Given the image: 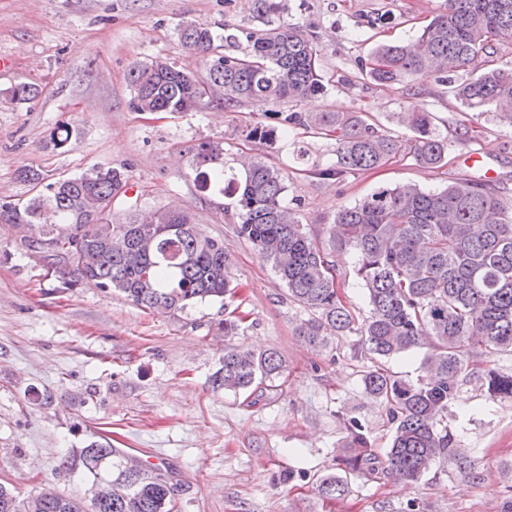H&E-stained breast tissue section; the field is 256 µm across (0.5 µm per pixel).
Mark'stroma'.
<instances>
[{"instance_id": "obj_1", "label": "stroma", "mask_w": 512, "mask_h": 512, "mask_svg": "<svg viewBox=\"0 0 512 512\" xmlns=\"http://www.w3.org/2000/svg\"><path fill=\"white\" fill-rule=\"evenodd\" d=\"M282 21L304 27L321 51L326 90L297 104L300 112H363L388 132L405 135L403 112H429L448 142L444 165L420 166L400 154L382 167L321 178L334 163L333 142L295 131L271 142L254 126L276 127L259 107L234 112H137L130 105L131 66L158 56L205 74L204 59L186 49L176 28L186 21L258 24L248 0H0V198L32 197L17 172L40 169L66 177L100 164L123 167L134 192L114 200L116 220L132 210H190L230 254L235 294L159 315L87 281L59 292L42 267L17 252V231L0 224V482L20 497L50 487L91 497L112 479L82 465L81 450L106 436L113 447L137 449L148 467L167 470L180 492L173 512H512V399L489 398L486 368L512 370V355L480 353L450 403L444 423L479 474L471 479L447 461L418 481L384 474L344 475L346 491L319 494L321 477L340 474L336 461L358 421L376 455L389 448L395 426L386 405L366 395L362 374L379 364L414 381L425 349L377 361L361 336L347 332L314 350L298 334L306 311L246 240L218 196L201 192L187 165L203 141L224 147L225 159L261 155L286 175L285 203L312 238L323 240L336 211L375 188L416 184L441 189L473 180L512 199V127L494 112H469L434 77L414 87L363 80L361 64L377 43L416 39L444 0H285ZM384 16L370 39L369 20ZM38 96L16 103L15 85ZM68 123L76 132L63 148L50 133ZM480 154L472 166L465 159ZM339 295L357 319L368 298L349 253L330 256ZM240 318L235 335L219 324ZM277 350L285 363L274 386L234 393L214 389L225 346ZM52 402H44V395ZM342 474V473H341Z\"/></svg>"}]
</instances>
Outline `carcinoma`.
<instances>
[{"label":"carcinoma","instance_id":"carcinoma-1","mask_svg":"<svg viewBox=\"0 0 512 512\" xmlns=\"http://www.w3.org/2000/svg\"><path fill=\"white\" fill-rule=\"evenodd\" d=\"M254 8L257 28L182 24L178 36L206 60V76L200 79L161 58L137 62L128 74L132 107L138 112L266 107L280 130L256 126L252 134L260 139L273 141L277 133L286 136L300 126L335 141L336 162L316 170L323 178L371 169L404 152L427 167L445 161L448 142L436 134L429 112L400 113L401 124L413 133L405 139L379 130L367 115L286 111L324 90L319 49L301 26L277 17L284 9L279 0H255ZM509 38L512 0H446L416 41L377 45L361 74L390 87L409 86L435 72L437 83L451 87L467 109L493 107L500 121L512 125V67L499 62L501 40ZM243 41L245 50L233 52ZM461 72L467 77L454 80ZM9 95L25 103L38 89L21 83ZM188 167L201 189L231 200L238 237L271 266L289 300L309 312L299 325L309 344L322 347L329 337L356 330L381 359L430 346L415 383L379 366L363 375L365 393L386 402L395 429L381 459L368 448L362 425L351 421L342 458L347 472L380 470L396 480L416 481L448 459L465 476H476L473 461L454 446L441 422L475 350L512 354V203L481 184L461 181L438 191L379 188L339 210L326 233L329 249L355 254V274L370 304V315L358 324L338 295L326 248L284 204L281 169L255 157L239 175L224 160V147L210 141L192 151ZM19 177L36 193L25 201L0 199V224L28 227L26 254L58 257L42 268L60 289L72 290L89 278L105 292L170 315L222 303L232 294L224 242L207 235L191 212L157 209L133 213L123 225L112 220V201L128 185L123 168L96 165L52 181L29 168ZM283 372L275 350L227 347L213 385L237 393ZM484 382L489 397L512 398V373L490 368ZM109 462L112 483L97 487L88 501L51 488L22 499L0 484V512H172L177 487L160 467L147 469L108 442L82 449L83 466L92 475ZM344 486L342 477L329 475L319 491L340 496Z\"/></svg>","mask_w":512,"mask_h":512}]
</instances>
